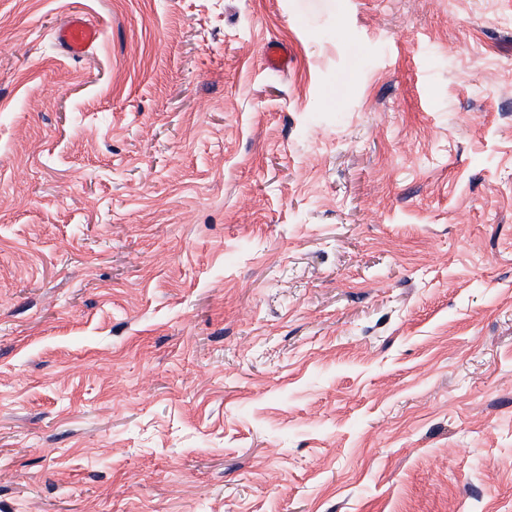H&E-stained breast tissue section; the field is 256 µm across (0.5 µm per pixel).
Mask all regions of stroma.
I'll use <instances>...</instances> for the list:
<instances>
[{
    "label": "stroma",
    "instance_id": "obj_1",
    "mask_svg": "<svg viewBox=\"0 0 512 512\" xmlns=\"http://www.w3.org/2000/svg\"><path fill=\"white\" fill-rule=\"evenodd\" d=\"M0 512H512V0H0ZM100 30L79 12H73L69 19L56 28L52 38L63 55L69 59L83 58L97 42Z\"/></svg>",
    "mask_w": 512,
    "mask_h": 512
}]
</instances>
